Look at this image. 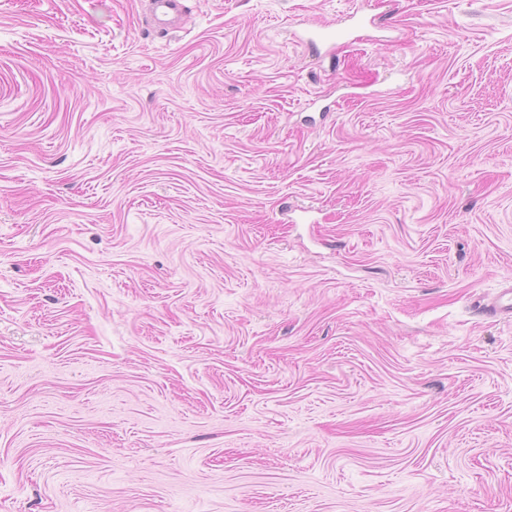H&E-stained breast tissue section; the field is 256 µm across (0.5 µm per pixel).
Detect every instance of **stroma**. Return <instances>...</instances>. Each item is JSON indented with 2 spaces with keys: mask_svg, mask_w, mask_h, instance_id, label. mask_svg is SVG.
I'll list each match as a JSON object with an SVG mask.
<instances>
[{
  "mask_svg": "<svg viewBox=\"0 0 512 512\" xmlns=\"http://www.w3.org/2000/svg\"><path fill=\"white\" fill-rule=\"evenodd\" d=\"M184 4L0 0V512H512V0ZM183 0H145L154 27L174 29L183 13ZM479 308L489 316H512V288H503L495 300L479 304Z\"/></svg>",
  "mask_w": 512,
  "mask_h": 512,
  "instance_id": "obj_1",
  "label": "stroma"
}]
</instances>
